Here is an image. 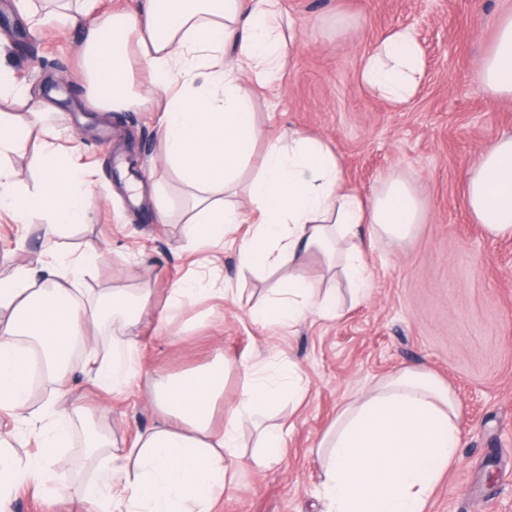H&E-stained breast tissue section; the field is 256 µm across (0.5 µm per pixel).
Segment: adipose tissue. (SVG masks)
Listing matches in <instances>:
<instances>
[{"label":"adipose tissue","mask_w":512,"mask_h":512,"mask_svg":"<svg viewBox=\"0 0 512 512\" xmlns=\"http://www.w3.org/2000/svg\"><path fill=\"white\" fill-rule=\"evenodd\" d=\"M87 12L84 2L48 0L45 15L35 22L83 26L86 99L98 111H132L149 103L163 114L162 161L186 189L185 235L204 249L200 275L170 288L168 310L236 297L220 272L228 248L251 271H274L322 255L340 270L354 297H365L367 229L401 242L420 222V205L400 179L363 198L346 185L339 157L322 140L298 129L270 137L255 124L242 83L270 87L278 80L294 44L282 0H140L135 12L118 10L90 25L84 22ZM107 27L108 41L102 37ZM135 60L152 75L157 94L144 95L134 84ZM421 75L417 33L409 26L383 36L358 71L364 86L396 104L409 100ZM478 75L492 96L512 97V11L499 18L494 47ZM1 99L12 109L0 112V156L21 150L26 126L41 124L46 112L0 65ZM62 139L59 131L46 132L36 184L0 164V212L18 224L43 215L48 237L86 223L92 210L93 174L62 150ZM259 143L262 162L243 180ZM464 183L475 222L490 236L512 237V134L480 152ZM241 224L250 227L243 238L236 235ZM94 259L91 251L63 255L45 267L43 279L24 265L0 278V311L10 314L0 321V409L39 446L36 455L18 459L0 436V512H13L14 491L21 485L79 512H214L240 469V424L276 408L282 398L301 399L303 385L289 366L269 374L261 361H252L241 367L235 400L224 404L227 367L219 351L184 373L149 377L157 420L130 441L98 428L93 412L75 414L61 398L30 411L32 363L61 382L71 357L82 354L83 375L108 394L121 392L142 371L132 333L151 291L133 297L113 293L118 332L111 357H100L87 332L100 307L87 303L80 287ZM333 308L331 296L292 276L252 317L291 325L306 311L328 315ZM79 422L97 478L89 488L56 485L53 474L66 464L59 449ZM459 446L454 395L426 373L403 371L344 408L326 431L319 445L328 454L324 512H426L435 487L458 462Z\"/></svg>","instance_id":"adipose-tissue-1"}]
</instances>
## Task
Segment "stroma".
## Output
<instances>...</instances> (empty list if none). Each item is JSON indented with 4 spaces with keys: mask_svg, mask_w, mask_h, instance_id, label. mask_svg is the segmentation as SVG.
I'll return each mask as SVG.
<instances>
[{
    "mask_svg": "<svg viewBox=\"0 0 512 512\" xmlns=\"http://www.w3.org/2000/svg\"><path fill=\"white\" fill-rule=\"evenodd\" d=\"M296 26V46L274 90L251 82L257 125L273 134L295 128L321 137L339 156L347 185L362 196L402 178L423 211L401 243L373 237L367 246L370 290L351 301L344 281L320 255L300 276L334 289L337 315L306 313L295 325L253 323L251 305L265 301L278 274L240 275L236 254L224 253L225 279L243 288L245 300L191 302L163 325L167 290L192 278L197 252L178 223L155 221L152 197L180 206L183 188L160 160L162 115L139 111L101 113L84 99L79 59L82 27L54 21L31 29L28 0H0V63L15 80L51 106L48 123L70 126L71 146L95 173L93 219L46 245L36 227L0 215V277L47 253L96 248L95 267L82 286L91 300L113 289L152 291L138 326L144 373L124 394L112 395L111 415L98 426L134 437L156 416L145 376L177 375L223 351L231 370L225 401L237 395L240 362H290L304 385L301 402L261 413L240 429L245 457L236 485L219 512H320L322 463L315 448L346 405L405 368L429 372L459 399V461L439 482L427 512H512V238L489 236L464 204L463 174L479 150L512 133V98L492 97L478 65L496 38L497 19L512 0H283ZM416 26L424 76L406 102L394 105L363 87L361 62L389 30ZM144 185L133 203L124 181ZM134 252L141 261L115 260ZM66 392L72 407L89 408L100 397L80 370L66 385H45L30 398L40 407ZM288 428L280 463L255 464L261 432Z\"/></svg>",
    "mask_w": 512,
    "mask_h": 512,
    "instance_id": "obj_1",
    "label": "stroma"
}]
</instances>
